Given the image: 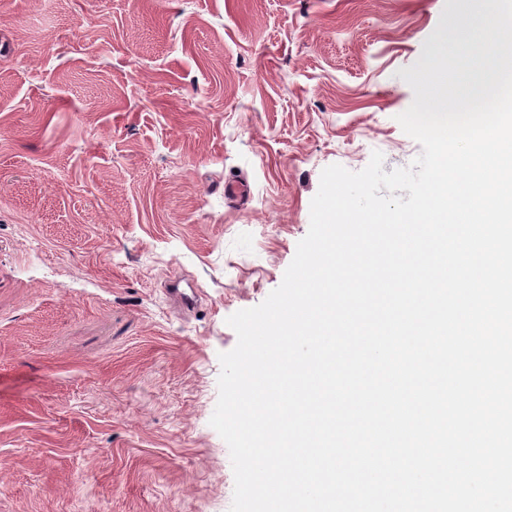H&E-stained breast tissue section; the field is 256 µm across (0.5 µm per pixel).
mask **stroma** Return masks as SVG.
I'll use <instances>...</instances> for the list:
<instances>
[{"label":"stroma","mask_w":512,"mask_h":512,"mask_svg":"<svg viewBox=\"0 0 512 512\" xmlns=\"http://www.w3.org/2000/svg\"><path fill=\"white\" fill-rule=\"evenodd\" d=\"M477 5L0 0V512H230L226 320L280 285L324 168L420 155L399 71Z\"/></svg>","instance_id":"stroma-1"}]
</instances>
